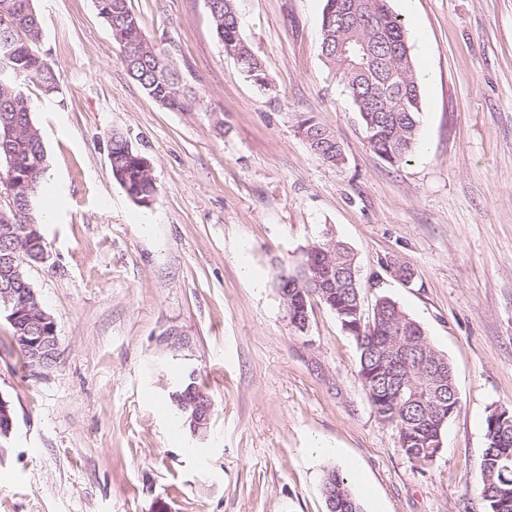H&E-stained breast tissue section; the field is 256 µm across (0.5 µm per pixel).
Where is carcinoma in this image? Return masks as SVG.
<instances>
[{"label":"carcinoma","mask_w":512,"mask_h":512,"mask_svg":"<svg viewBox=\"0 0 512 512\" xmlns=\"http://www.w3.org/2000/svg\"><path fill=\"white\" fill-rule=\"evenodd\" d=\"M97 2L130 77L166 108L189 111L190 101L180 90L176 73L162 52L144 37L128 0ZM346 2L350 8L344 14L340 6ZM368 5V0H324L321 52L347 88L373 151L394 165L412 153L418 140L420 87L401 21L389 11L386 0H379L378 8L384 14L379 25L370 26L365 21ZM209 13L225 51L242 58L239 65L243 75L256 85L267 83L262 64L241 36L234 0H213ZM41 39V21L33 0H0V161L31 163L25 176L7 182L8 202L0 207V226L38 223L36 198L48 170L47 152L32 119L34 103L23 85L36 83L46 97L59 90L58 71L38 49ZM345 40L367 44L370 55L365 67L351 66L338 53V42ZM298 129L324 161L335 165L343 160L336 138L314 119L300 120ZM108 159L113 177L133 201L145 205L156 198L150 162L126 137L112 134ZM328 268L333 285L313 288L314 276ZM356 272L357 262L350 248L331 237L308 248L292 270H279L276 287L290 323L300 333L316 302L333 312L340 323L353 324L358 373L366 378L362 385L377 389V395L368 397L372 409L396 426L405 454L417 464L427 465L435 458L434 446L447 424L444 417L451 401L457 400L452 369L445 356L424 338L423 328L391 299H377L371 317H363L359 310L362 303L356 302L361 293ZM390 343L405 350V366L400 371H392L382 360V350ZM426 358L441 361L446 367L442 380L431 385L419 377ZM436 388L445 392L440 412L433 401ZM492 420L491 415L486 419L487 446L476 489L489 512H512V425L494 429ZM322 493L326 512H363L344 477L334 469L325 474Z\"/></svg>","instance_id":"obj_1"}]
</instances>
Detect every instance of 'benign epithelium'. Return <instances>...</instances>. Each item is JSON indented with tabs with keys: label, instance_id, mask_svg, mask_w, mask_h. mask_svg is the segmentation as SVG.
Here are the masks:
<instances>
[{
	"label": "benign epithelium",
	"instance_id": "obj_1",
	"mask_svg": "<svg viewBox=\"0 0 512 512\" xmlns=\"http://www.w3.org/2000/svg\"><path fill=\"white\" fill-rule=\"evenodd\" d=\"M20 234L32 245L44 242L36 224H23L18 229L12 224L0 226V239L14 238ZM15 263L16 258L12 255L0 256V272L9 267L14 273L13 277L0 284V310L7 313L8 322L20 333V345L33 361L32 370H49L58 356L56 325L53 317L41 307L34 289L17 287L16 277L20 276V271ZM211 406V399L203 394L183 406L184 411L189 413L188 422L193 431H199L207 423ZM14 417L11 403L0 396V438L11 435Z\"/></svg>",
	"mask_w": 512,
	"mask_h": 512
}]
</instances>
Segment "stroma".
Instances as JSON below:
<instances>
[{
    "label": "stroma",
    "instance_id": "stroma-1",
    "mask_svg": "<svg viewBox=\"0 0 512 512\" xmlns=\"http://www.w3.org/2000/svg\"><path fill=\"white\" fill-rule=\"evenodd\" d=\"M33 4L61 81L50 101L25 87L49 165L48 259L28 277L59 349L52 369H22L0 315V396L16 413L0 512H325L331 468L364 512H487L486 418L512 410V0H387L427 71L419 140L396 165L321 53L323 0H236L265 89L225 52L206 0H128L188 112L129 77L96 0ZM307 117L341 164L309 148ZM115 132L151 162V206L112 175ZM328 232L357 256L364 314L392 298L452 367L458 406L429 465L372 410L335 314L317 303L306 332L289 322L277 268ZM177 369L213 400L196 435L175 422ZM313 437L329 453L309 454ZM298 129L310 149L324 161L336 165L343 160L342 149L336 138L313 118L301 119L298 122Z\"/></svg>",
    "mask_w": 512,
    "mask_h": 512
}]
</instances>
